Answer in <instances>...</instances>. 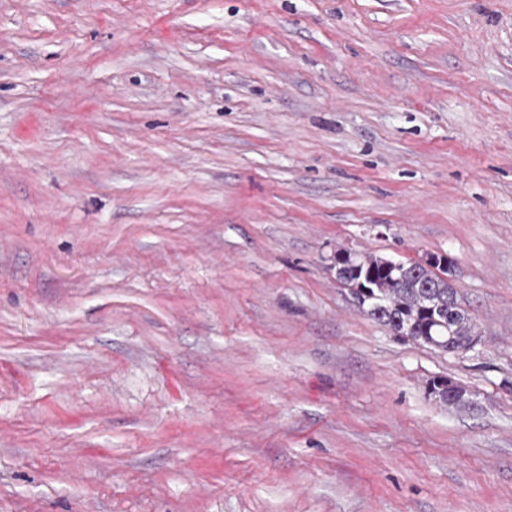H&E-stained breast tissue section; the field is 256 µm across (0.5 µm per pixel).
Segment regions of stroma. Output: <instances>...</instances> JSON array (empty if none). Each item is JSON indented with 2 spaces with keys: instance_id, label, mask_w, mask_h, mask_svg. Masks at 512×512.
<instances>
[{
  "instance_id": "stroma-1",
  "label": "stroma",
  "mask_w": 512,
  "mask_h": 512,
  "mask_svg": "<svg viewBox=\"0 0 512 512\" xmlns=\"http://www.w3.org/2000/svg\"><path fill=\"white\" fill-rule=\"evenodd\" d=\"M0 512H512V0H0ZM354 257V262L362 272L370 266L389 264L386 273L377 268L375 279L370 288L371 303L366 310L368 316L378 323L397 331L401 326L407 329L409 338L419 344L431 346V342L445 345L448 353V336L456 344L469 343L472 339L465 322L456 313L463 314L458 309L448 310V297L453 308H463L457 291L448 283L451 268H437L438 271L424 267L419 263H403L383 256L372 254ZM448 272V282L443 275ZM435 299L448 312V319L442 322L432 320L424 311V305L430 299Z\"/></svg>"
}]
</instances>
